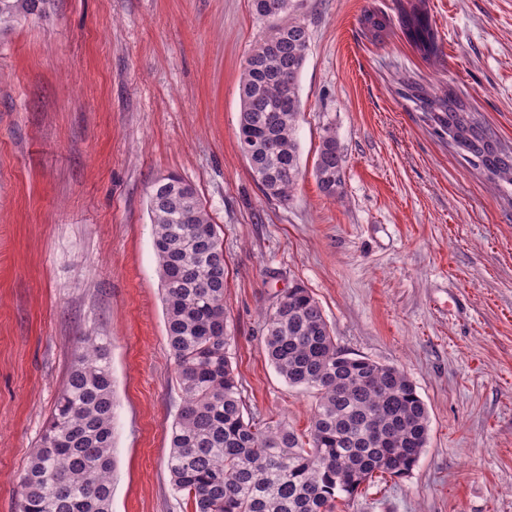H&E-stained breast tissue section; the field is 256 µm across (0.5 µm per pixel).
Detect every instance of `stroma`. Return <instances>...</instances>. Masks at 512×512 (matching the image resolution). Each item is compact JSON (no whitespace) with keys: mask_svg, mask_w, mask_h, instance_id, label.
Returning a JSON list of instances; mask_svg holds the SVG:
<instances>
[{"mask_svg":"<svg viewBox=\"0 0 512 512\" xmlns=\"http://www.w3.org/2000/svg\"><path fill=\"white\" fill-rule=\"evenodd\" d=\"M395 0H297L310 33L296 130L302 175L267 199L241 154L239 77L265 29L251 0H54L0 36V512L80 340L115 384L112 512H190L165 461L181 402L148 209L170 173L224 241L230 358L247 411L305 432L313 393L275 371L261 317L295 285L348 353L403 369L429 412L413 470L345 512H512V203L399 93L465 96L512 141V0H428L424 61L359 18ZM332 127L342 198L314 165Z\"/></svg>","mask_w":512,"mask_h":512,"instance_id":"obj_1","label":"stroma"}]
</instances>
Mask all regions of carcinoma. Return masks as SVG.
<instances>
[{
	"label": "carcinoma",
	"mask_w": 512,
	"mask_h": 512,
	"mask_svg": "<svg viewBox=\"0 0 512 512\" xmlns=\"http://www.w3.org/2000/svg\"><path fill=\"white\" fill-rule=\"evenodd\" d=\"M52 0H0V34L45 18ZM265 32L240 77L239 148L263 195L286 202L300 153L295 128L298 83L310 34L293 16L294 0H251ZM427 0H400L396 17L363 10V33L377 41L400 28L425 61L438 57ZM424 121L452 132L450 144L501 189L512 187V143L450 89L406 83ZM343 150L336 132L322 137L314 174L321 192L339 198ZM149 211L164 320L181 405L171 427L166 469L191 512H335L377 473L402 476L419 461L428 409L401 369L352 357L336 344L308 288L288 289L263 316V341L277 372L311 389L317 406L309 430L245 416L229 355L224 311L223 241L196 188L169 174L152 186ZM114 384L108 349L95 336L66 379L40 441L20 477L16 512H112Z\"/></svg>",
	"instance_id": "cac0c4a2"
}]
</instances>
